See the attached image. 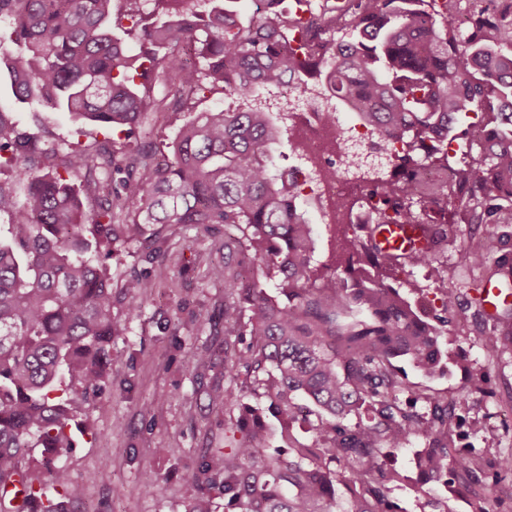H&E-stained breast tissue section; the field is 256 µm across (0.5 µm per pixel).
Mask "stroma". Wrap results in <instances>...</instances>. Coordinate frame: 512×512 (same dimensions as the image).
I'll list each match as a JSON object with an SVG mask.
<instances>
[{
  "label": "stroma",
  "mask_w": 512,
  "mask_h": 512,
  "mask_svg": "<svg viewBox=\"0 0 512 512\" xmlns=\"http://www.w3.org/2000/svg\"><path fill=\"white\" fill-rule=\"evenodd\" d=\"M152 96L159 107L144 115L141 132L170 142L187 115L178 111L174 90L163 82L155 83ZM0 109L20 131L46 132L54 146L125 140L124 134L16 101L2 75ZM469 218L468 209L458 208L433 262L400 275L417 284L414 300L433 315L442 311L443 288L455 289V313L442 340L449 357L463 356L464 364L433 379L409 362L401 367L409 383L453 397L462 445L492 458L512 451V351L487 348L485 338L496 322L480 292L497 263L512 262V223L473 224ZM166 236L164 262L151 261L141 243L122 248L108 261L113 276L139 274L154 287L139 315L126 320L123 334L112 339L103 394L75 408L73 426L87 425L91 432L75 434L74 447L61 453L71 482L82 491L65 503V512H188L201 487L186 482L184 470L199 468L224 445V284L211 275L224 263V236L189 228L172 229ZM473 236L491 243L481 266L466 255ZM423 446L415 440L388 453L387 466L402 476L393 501L403 512H471V490L464 483L450 489L421 482L413 458ZM146 470L157 475L149 491L140 480Z\"/></svg>",
  "instance_id": "obj_1"
}]
</instances>
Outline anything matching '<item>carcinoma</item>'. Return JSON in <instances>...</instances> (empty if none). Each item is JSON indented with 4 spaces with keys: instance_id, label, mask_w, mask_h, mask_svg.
<instances>
[{
    "instance_id": "cac0c4a2",
    "label": "carcinoma",
    "mask_w": 512,
    "mask_h": 512,
    "mask_svg": "<svg viewBox=\"0 0 512 512\" xmlns=\"http://www.w3.org/2000/svg\"><path fill=\"white\" fill-rule=\"evenodd\" d=\"M111 2L0 0V64L14 96L128 138L120 149L108 140L48 147L0 115V172L11 173L0 180V512H61L60 499L80 495L55 456L72 446L75 405L105 388L112 337L123 331L112 308L134 315L153 288L143 277L112 280L105 260L133 242H160L156 224L205 233L224 225V266L212 270L224 281V450L186 470L187 481L221 480L224 512H398L399 475L384 458L426 439L416 468L428 480L461 477L475 486L472 512H490L478 487L512 472V454L489 460L457 445L456 402L406 384L396 365L448 374L439 327L451 322L454 289H443L432 324L400 292L416 285L398 275L430 264L447 238L448 198H466L473 224H504L512 212V6L462 31L423 0L326 4L304 21L281 0H265L247 21L224 0H151L148 14L145 0H119L121 38ZM185 47L202 67L185 63ZM286 78L299 88L316 80L383 142L394 170L352 185L333 210L343 216L361 201L378 224H419L425 247L382 253L372 224H334L321 237L295 173L273 170L276 145L296 149L294 130L263 109L200 112L165 153L137 144L158 80L191 112L209 85L252 96ZM463 113L488 146L455 167ZM329 152L348 155L356 174L365 169L344 141ZM425 167L446 179L421 191ZM113 174L122 189L108 190ZM487 251L471 238L469 259ZM243 264L279 277L276 294L243 276ZM496 318L499 334L485 342L512 350V308ZM268 415L287 445H273ZM297 426L311 441L292 438ZM340 485L348 498L337 496Z\"/></svg>"
}]
</instances>
